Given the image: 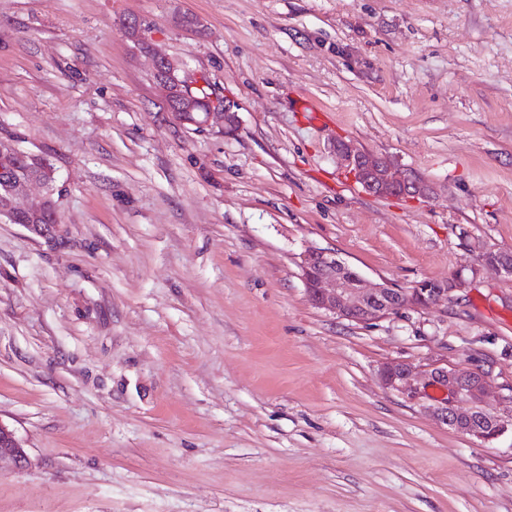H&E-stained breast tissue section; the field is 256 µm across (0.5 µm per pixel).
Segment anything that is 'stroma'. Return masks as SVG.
Wrapping results in <instances>:
<instances>
[{
    "instance_id": "1",
    "label": "stroma",
    "mask_w": 512,
    "mask_h": 512,
    "mask_svg": "<svg viewBox=\"0 0 512 512\" xmlns=\"http://www.w3.org/2000/svg\"><path fill=\"white\" fill-rule=\"evenodd\" d=\"M238 124L167 111L151 51ZM351 141L417 181L370 193ZM0 141L55 167L50 239L0 222V512H512V435L438 424L390 361L512 409V0H0ZM461 281L369 324L308 300ZM298 266L313 305L359 323L402 309H425L442 299L448 300L459 287L456 280L448 279L423 280L407 289L386 283L367 288L359 273L337 259L333 252L320 248L305 251ZM25 451L12 430L0 423V464L10 460L14 464L25 461Z\"/></svg>"
}]
</instances>
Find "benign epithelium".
<instances>
[{
  "label": "benign epithelium",
  "instance_id": "obj_1",
  "mask_svg": "<svg viewBox=\"0 0 512 512\" xmlns=\"http://www.w3.org/2000/svg\"><path fill=\"white\" fill-rule=\"evenodd\" d=\"M154 66L155 71L163 74L160 83L166 88V99L181 91L177 111L182 113V123L201 126L217 114L224 127L236 126L238 113L227 103L222 106L211 103L206 109L198 110L194 86L179 76L177 66L167 57L156 55ZM336 156L356 181L375 195H407L417 191L414 182L398 177L386 162L370 156L353 143H336ZM36 180L35 175L17 179L13 167L0 166V183L9 185L7 192H0V221L20 224L37 237L49 238L59 226L53 185L44 183L46 193L39 204L27 208L16 205V199ZM299 269L313 305L359 323H368L402 309H425L452 297L459 287L456 280L448 279L423 280L407 289L386 283L368 288L359 273L337 259L333 252L320 248L305 251ZM380 380L386 389L410 401L419 399L429 386L439 387L445 397L430 407L431 415L440 424L474 441L492 443L505 433H512V409L504 414L485 410L489 392L486 375L480 370L448 365L419 369L411 363L390 362L381 368ZM3 460L20 464L25 461V451L13 431L0 423V462Z\"/></svg>",
  "mask_w": 512,
  "mask_h": 512
}]
</instances>
